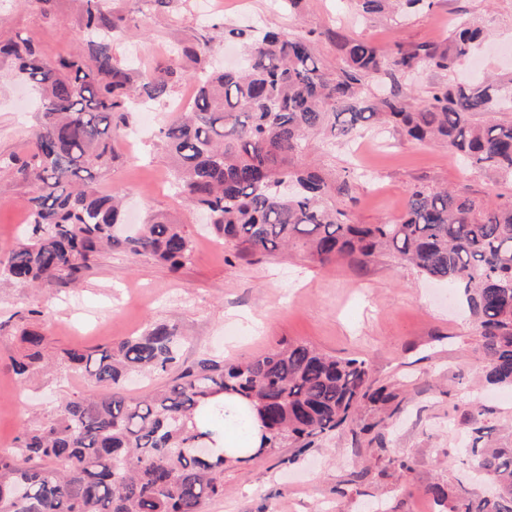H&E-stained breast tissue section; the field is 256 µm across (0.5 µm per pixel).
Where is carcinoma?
Returning <instances> with one entry per match:
<instances>
[{
  "label": "carcinoma",
  "mask_w": 512,
  "mask_h": 512,
  "mask_svg": "<svg viewBox=\"0 0 512 512\" xmlns=\"http://www.w3.org/2000/svg\"><path fill=\"white\" fill-rule=\"evenodd\" d=\"M366 17L394 6L420 10L433 0H350ZM89 39L67 57L47 60L28 39L0 43L39 92V119L21 154L0 158V169L33 188L23 239L5 260L0 280L18 286L77 283L99 253L122 249L151 255L176 272L192 259L184 225L151 218L133 230L120 210L122 190L100 195L97 173L116 160L117 131L129 127L142 103L164 97L182 72L174 66L134 70L112 54L120 19L105 0H81ZM225 37L246 54L239 69L200 67L189 112L158 129L173 183L213 231L238 253L300 247L321 263L348 258L364 265L392 250L421 275L444 280L466 298L480 336L486 382L512 388V203L484 205L455 190L415 184L394 221L358 224L333 199L355 202V175L330 176L304 162L313 138L350 139L381 122L420 142H434L469 166L512 181V118L475 124L472 112H512V79L435 87L427 101L400 92L369 94L368 79L395 76L422 62L441 69L472 53L482 28L462 22L444 50L432 44L384 52L369 42L342 44L336 72L321 67L311 41L284 31L255 36L230 28ZM207 43L181 48L195 64ZM25 352L13 371L27 381L44 360L45 336L20 331ZM183 336L154 325L103 350L70 349L62 363L105 393L67 400L59 413L30 426L0 453V512H205L224 496V468L281 448H309L352 422L368 404L391 398L374 386L365 361L330 356L287 343L242 362L203 358L179 363ZM158 379L145 396L122 386L131 372ZM232 392L246 397L263 422L260 448L227 457L224 406L197 426L206 399ZM487 427L473 423L467 460L495 487L481 500L465 498L452 512H512V448L481 447ZM207 443L212 454L195 448Z\"/></svg>",
  "instance_id": "cac0c4a2"
}]
</instances>
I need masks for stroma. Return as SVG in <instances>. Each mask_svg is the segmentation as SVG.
Masks as SVG:
<instances>
[{
  "label": "stroma",
  "instance_id": "35a3bbf8",
  "mask_svg": "<svg viewBox=\"0 0 512 512\" xmlns=\"http://www.w3.org/2000/svg\"><path fill=\"white\" fill-rule=\"evenodd\" d=\"M123 17L112 34L114 55L144 69L179 63L184 77L169 97L135 115L132 134H121L112 167L97 175L100 194L121 187L127 218L139 224L162 218L184 225L195 241L193 257L179 272L147 255L122 250L102 254L79 285L52 282L22 288L0 282V451L13 448L32 418L53 416L86 391L85 379L63 365L20 382L11 360L22 349L21 328L41 326L46 350L113 346L164 322L183 332L180 360L190 365L220 356L258 357L283 342H302L337 357L364 360L391 400L366 407L355 423L309 448H283L226 467L224 495L206 512H449L429 494L433 485L451 493L487 496L469 477L463 439L474 410L491 426L492 444L512 445V389L477 388L483 373L479 336L447 284L426 279L392 253L358 267L339 258L327 263L300 250L235 256L206 228L171 186L172 176L155 131L191 102L196 64L177 59L179 44L207 42L211 64L230 65L238 47L228 27L254 35L268 29L312 35V48L329 70L340 65V44L369 40L396 45L447 44L462 20L481 23L486 46L450 70L422 65L370 80L371 95L391 88L412 103L438 85L471 78V66L512 75V0H434L431 9L398 21L355 13L349 0H165L142 9L139 0H107ZM30 39L47 59L78 50L85 41L80 0H0V42ZM33 93L10 59L0 60V156L23 152L38 121ZM312 160L327 172L363 171L352 209L362 224L397 219L411 185L428 184L467 193L480 201L512 200V186L457 160L446 148L409 141L387 128L368 126L358 140L314 142ZM30 186L0 169V259L17 246L29 217ZM52 306L49 320L33 312ZM407 460L400 469L398 460Z\"/></svg>",
  "mask_w": 512,
  "mask_h": 512
}]
</instances>
